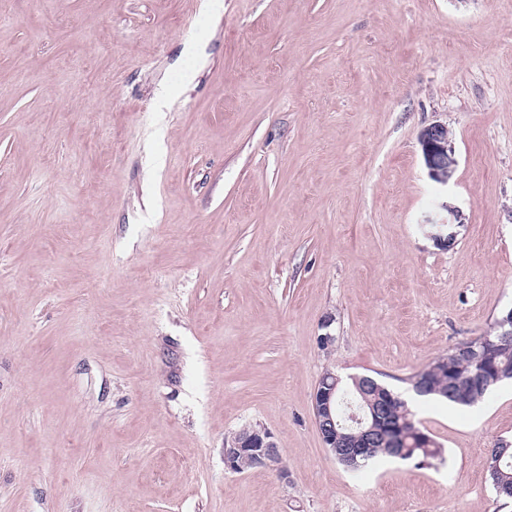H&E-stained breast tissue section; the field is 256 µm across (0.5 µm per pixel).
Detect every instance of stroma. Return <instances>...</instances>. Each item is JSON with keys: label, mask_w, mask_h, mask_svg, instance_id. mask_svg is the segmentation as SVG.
<instances>
[{"label": "stroma", "mask_w": 512, "mask_h": 512, "mask_svg": "<svg viewBox=\"0 0 512 512\" xmlns=\"http://www.w3.org/2000/svg\"><path fill=\"white\" fill-rule=\"evenodd\" d=\"M510 307L512 0H0V512H512L511 382L421 466L312 414ZM224 447V463L232 471L236 472L239 468V460H246L254 468L275 470L283 479L288 476V468L283 464L279 448L266 431L243 429L230 442H225ZM490 462L492 464L491 470H493L496 467L497 464V470H496V477H493L490 469L488 470V479L492 486V489L494 490L495 494V488L493 485L494 479L497 478L499 482L505 483V484H512V446L511 442L510 444L507 442L503 443V441L497 443L496 445L491 448V455H490ZM496 463V464H495ZM497 496V494H496Z\"/></svg>", "instance_id": "35a3bbf8"}]
</instances>
